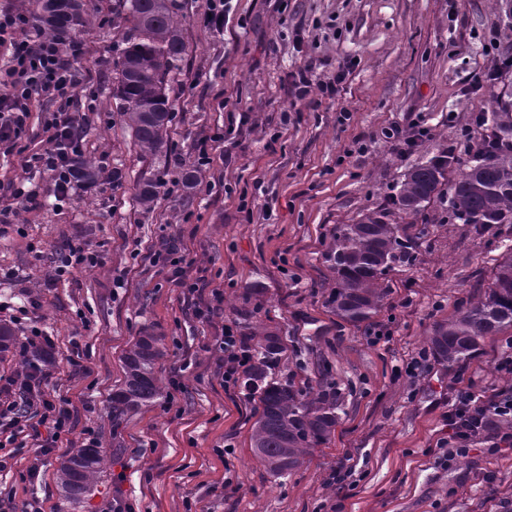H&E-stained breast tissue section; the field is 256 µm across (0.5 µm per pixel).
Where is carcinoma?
<instances>
[{
  "label": "carcinoma",
  "instance_id": "cac0c4a2",
  "mask_svg": "<svg viewBox=\"0 0 512 512\" xmlns=\"http://www.w3.org/2000/svg\"><path fill=\"white\" fill-rule=\"evenodd\" d=\"M175 0H122L127 31L125 47L115 63L113 96L134 144L155 154L165 142L173 106L166 93L167 77L187 55L178 27ZM32 15L51 35L82 26L86 17L77 0H33ZM485 132L461 159L443 147L430 160L411 167L393 198L398 212L416 216L451 185L449 217L481 232L488 226L512 224V102L504 100L481 116ZM81 184L98 181V169L81 157L74 161ZM159 199L158 183L145 179L136 200L144 210ZM400 225L381 209L360 216L354 224H338L326 251L335 286L329 297L336 315L359 326L378 313L388 295L387 276L393 266L408 263L412 254L400 236ZM512 329V256L500 262L491 282L476 300L435 324L429 348L435 361L452 369L481 351L487 336ZM17 331L0 322V362L15 344ZM255 360L246 388L258 401L252 427L255 453L274 477H283L302 462L308 449L328 441L336 427L338 404L323 396L302 399V390L273 377L285 346L279 336L250 335ZM162 337L144 333L122 355L123 380L112 391V428L153 403L161 394L155 375L163 357ZM104 457L97 448H78L57 470L64 497L79 503L97 489Z\"/></svg>",
  "mask_w": 512,
  "mask_h": 512
}]
</instances>
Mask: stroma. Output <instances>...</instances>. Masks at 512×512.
Here are the masks:
<instances>
[{
    "mask_svg": "<svg viewBox=\"0 0 512 512\" xmlns=\"http://www.w3.org/2000/svg\"><path fill=\"white\" fill-rule=\"evenodd\" d=\"M188 53L170 76L175 112L166 144L141 153L112 97L125 24L118 0H82L88 19L76 35L86 54L80 84L65 101L31 106L18 144L43 149L45 123L59 107L76 113L83 156L100 165L96 186L69 201L49 192L48 174L24 168L0 146V319L20 333L51 336L56 365L46 390L70 399V440H97L104 473L93 496L67 502L55 480L62 452L37 456L30 437L0 436V506L34 512H512V447L447 445L448 399L456 382L479 390L512 386L499 360L512 331L486 339L453 370L429 358L434 325L484 292L512 255V224L481 233L427 205L407 233L412 264L388 275L390 291L371 322L354 326L327 300L332 275L323 253L339 224L387 208L411 166L445 146L464 155L483 132L478 118L495 98L512 97V0H231L223 33L204 22L209 0H176ZM313 64L319 80L343 71L334 96L312 88L292 101V74ZM496 67L497 80L480 77ZM420 123L426 135L401 153L395 129ZM224 140L209 163L197 142ZM126 178L114 183L113 170ZM193 170L198 181H180ZM168 175L157 207L143 211L137 184ZM41 190L23 208L14 188ZM193 202L182 205L184 193ZM175 239L189 276L205 277L222 301L212 321L188 309L181 288L147 255ZM83 243L104 263L59 273L57 255ZM269 330L288 345L276 375L335 392L342 412L330 439L288 477L271 476L251 446L256 404L216 375L221 326ZM391 329L371 344L368 333ZM164 339L156 368L159 401L112 428V391L121 355L144 330ZM425 359L419 376L411 359ZM352 475L329 481L343 455ZM41 461L44 475L27 471Z\"/></svg>",
    "mask_w": 512,
    "mask_h": 512,
    "instance_id": "35a3bbf8",
    "label": "stroma"
}]
</instances>
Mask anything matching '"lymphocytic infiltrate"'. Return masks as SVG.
Masks as SVG:
<instances>
[{"label":"lymphocytic infiltrate","mask_w":512,"mask_h":512,"mask_svg":"<svg viewBox=\"0 0 512 512\" xmlns=\"http://www.w3.org/2000/svg\"><path fill=\"white\" fill-rule=\"evenodd\" d=\"M10 47V65L0 80V145L16 147L30 117L33 100L70 95L77 86L76 63L85 48L77 37L56 38L31 25L27 15L0 11V47ZM45 148L26 157L25 167L47 173L57 200L67 199L73 185L72 163L82 153V136L73 113L59 110L47 123ZM221 353L218 367L225 387H237L253 359L245 336L223 327L216 339ZM51 375L47 364L23 367L0 388V435L19 430L26 409L40 404L42 415L31 438L38 454L51 453L62 432L72 426L69 401L51 399L44 384ZM512 421V391L477 392L471 385L457 387L448 407V437L460 446L496 437L512 446V433L504 427Z\"/></svg>","instance_id":"obj_1"}]
</instances>
